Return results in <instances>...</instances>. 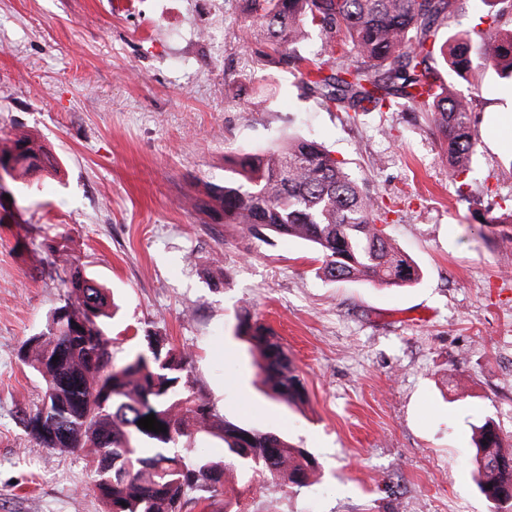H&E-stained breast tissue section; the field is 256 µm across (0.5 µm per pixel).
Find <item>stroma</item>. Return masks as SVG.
<instances>
[{
    "instance_id": "35a3bbf8",
    "label": "stroma",
    "mask_w": 512,
    "mask_h": 512,
    "mask_svg": "<svg viewBox=\"0 0 512 512\" xmlns=\"http://www.w3.org/2000/svg\"><path fill=\"white\" fill-rule=\"evenodd\" d=\"M244 0H0V143L27 133L59 171L21 185L0 224V512H103L77 453L36 445L21 423L42 380L18 358L64 295L50 253L79 257L113 291L112 353L148 331L191 352L194 392L236 424L284 434L318 463L292 490L262 481L242 512H489L472 477V424L512 445V224L478 215L512 200V92L493 73L451 77L474 96L482 140L464 190L437 134L407 111L348 120L282 75L267 103L229 87L257 72ZM290 132L343 160L421 268L405 288L330 282L300 240L261 241L190 205L223 184L228 157ZM269 325L306 402L264 393L237 316Z\"/></svg>"
}]
</instances>
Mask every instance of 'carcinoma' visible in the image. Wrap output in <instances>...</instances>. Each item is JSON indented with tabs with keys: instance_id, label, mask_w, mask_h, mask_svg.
<instances>
[{
	"instance_id": "1",
	"label": "carcinoma",
	"mask_w": 512,
	"mask_h": 512,
	"mask_svg": "<svg viewBox=\"0 0 512 512\" xmlns=\"http://www.w3.org/2000/svg\"><path fill=\"white\" fill-rule=\"evenodd\" d=\"M242 41L254 47L260 83L231 88L234 100L270 96L276 72L299 76L305 94L347 114L392 112L405 107L432 123L446 153L449 176L471 171L479 147L473 97L452 93L436 61L465 77L490 70L512 83V29L499 26L512 0H485L494 8L488 26L442 38V26L458 12L457 0H248ZM318 34L328 58L303 53ZM28 174L56 167L45 145L21 135L0 148V168ZM194 206L218 224H240L259 240L295 238L315 253L318 276L331 281L366 278L386 288L416 283L420 270L377 227L382 215L351 176L345 162L310 137L295 135L231 160L224 184L208 188ZM69 269L63 302L44 328L25 339L20 361L44 382L35 408L23 418L28 437L42 448L78 452L90 464L89 490L105 512H230L226 477L249 484L257 478L290 489L309 483L316 459L277 432L247 428L212 412L189 385L192 354L157 332L120 363L106 320L112 298L70 255L56 256ZM238 333L258 354L272 395L292 405L305 399L288 349L259 319L238 317ZM58 360H53V357ZM154 415L166 431L137 425ZM206 433L224 443L220 457L193 447ZM473 473L493 512H503L501 493L512 489V460L494 422L474 427Z\"/></svg>"
}]
</instances>
